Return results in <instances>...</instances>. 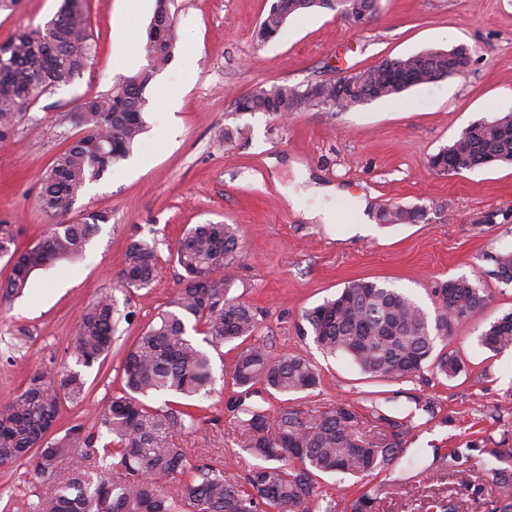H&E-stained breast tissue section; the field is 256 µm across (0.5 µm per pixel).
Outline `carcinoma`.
Here are the masks:
<instances>
[{
    "label": "carcinoma",
    "instance_id": "cac0c4a2",
    "mask_svg": "<svg viewBox=\"0 0 512 512\" xmlns=\"http://www.w3.org/2000/svg\"><path fill=\"white\" fill-rule=\"evenodd\" d=\"M259 25L257 38H275L288 18L313 7L350 8L375 15L379 0H278ZM157 0L156 25L147 29L144 44L148 65L118 80L104 94L87 98L69 114L85 135L57 154L41 173L37 206L51 217H65L86 187L101 179L107 168L126 159L146 131L145 90L173 59L179 37L169 8ZM94 48L88 33L87 0H62L56 14L36 29L18 30L0 44V141L14 135L27 110L44 94L71 84L88 66ZM382 60L362 70L345 88L337 83L274 85L237 99V108L286 116L326 103L339 108V94L350 106L395 99L407 89L469 71L470 50L456 46L400 58L391 83ZM512 163V113L482 118L466 126L448 146L429 158L438 173L459 175L476 167ZM107 211H90L80 218L52 224L35 245L22 249L20 231L0 221V257H8L10 274L0 285L6 297L20 296L32 272L49 263L82 257L98 226L109 222ZM241 245L234 224H198L188 230L176 251L184 271L182 286L127 352L122 391L112 394L97 429L80 425L42 442L57 421L62 400L86 396L78 371L36 370L16 398L0 404V465L13 464L38 449L34 471L55 474L73 446L87 449V463L73 469L52 491L37 495L32 512H336L332 495L319 489L324 474L372 477L400 460L408 436L417 428L413 417H392L373 411L387 425L389 436L377 445L356 432L359 413L343 399L320 410L282 408L271 418L254 400L305 392L322 386L320 374L301 353L275 356L256 336L259 320L248 304L230 296L227 268L239 258ZM499 279L512 281V252L495 258ZM159 274L154 246L132 241L124 254L121 281L126 288H146ZM438 307L427 313L404 293L375 281L348 283L335 297L306 310L303 337H311L326 354L348 356L360 372L373 378L400 380L418 377L428 366L435 375L453 379L464 372L454 351L435 352L487 303V294L465 278L450 279L435 291ZM114 303L98 297L76 328L72 355L90 368L112 349ZM204 326L211 346L247 340L234 362L237 388L226 409L245 437V450L258 463L247 466L239 480H228L224 469L199 464L187 449L171 442L175 429L189 430L199 421L201 402L210 393L208 354L186 337V324ZM479 341L499 354L512 351V312L483 326ZM157 393L179 397L173 405L154 408L143 398ZM493 447H488V444ZM494 457L496 481L512 490V444L508 434L495 440L486 435L450 451L455 484L474 487V474L483 455ZM379 490L368 489L350 504V512H379ZM422 512H467L459 494L437 497L421 505Z\"/></svg>",
    "mask_w": 512,
    "mask_h": 512
}]
</instances>
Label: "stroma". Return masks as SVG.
<instances>
[{
  "label": "stroma",
  "instance_id": "obj_1",
  "mask_svg": "<svg viewBox=\"0 0 512 512\" xmlns=\"http://www.w3.org/2000/svg\"><path fill=\"white\" fill-rule=\"evenodd\" d=\"M61 0H21L0 11V43L21 27L44 25ZM271 0H174L180 35L175 56L147 89L148 131L131 155L88 186L71 213H111L81 260L35 270L19 298L0 297V403L21 394L31 372L80 369L87 396L63 400L61 427L93 425L122 387L128 349L167 310L181 286L174 256L196 224L237 225L243 253L227 269L232 296L261 309L258 334L273 353L306 354L322 387L292 395L291 405L320 408L346 398L354 403L363 439L381 442L372 407L413 416L416 429L404 458L379 475L336 474L321 486L338 507L379 487L381 512H419L425 496L453 493L452 449L486 432L512 431V352L494 354L478 341L487 322L512 311V283L493 274L494 258L512 252V166L480 167L458 175L428 165L468 124L512 113V0H380L373 21L354 26L339 12L316 9L289 19L262 43L257 28ZM124 0H87L95 46L92 64L72 84L43 95L14 135L0 141V221L17 225L18 243H37L50 219L36 205L40 173L82 135L64 122L79 103L111 89L115 27ZM464 45L473 63L462 77L409 88L399 97L344 110L311 108L280 119L242 112L239 97L274 84L339 78L384 58ZM193 82H186V74ZM294 199H287L286 190ZM368 202L369 228L356 225L357 201ZM399 205L423 210L414 224H386L379 211ZM331 207L333 224L313 218ZM493 223H483L485 214ZM155 244L160 274L142 289L126 288L119 272L130 241ZM369 279L398 289L426 310L434 290L451 278L483 288L488 302L448 347L468 370L447 381L424 369L419 378L389 381L363 375L344 355L323 354L297 326L304 310L333 297L351 280ZM103 294L116 307L112 352L99 365L78 368L74 333L87 306ZM214 384L203 419L173 441L193 458L240 475L253 459L226 411L233 395L231 345L209 352ZM437 398L442 419L427 421L416 399ZM283 399L267 398L276 415ZM51 478L30 462L0 468V512H30L35 492Z\"/></svg>",
  "mask_w": 512,
  "mask_h": 512
}]
</instances>
